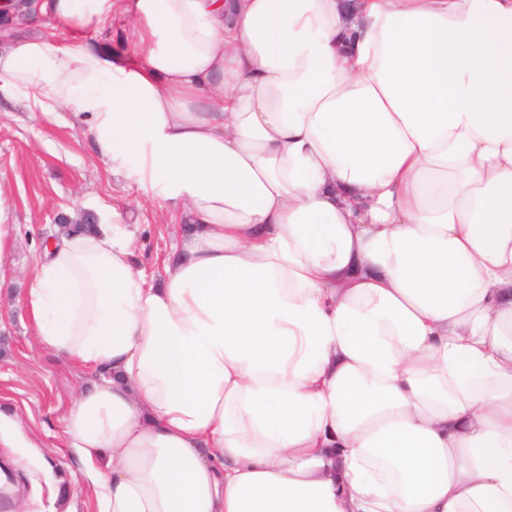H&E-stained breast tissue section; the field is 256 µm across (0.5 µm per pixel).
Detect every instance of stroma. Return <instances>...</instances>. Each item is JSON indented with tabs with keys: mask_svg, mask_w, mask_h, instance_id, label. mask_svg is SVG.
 I'll return each mask as SVG.
<instances>
[{
	"mask_svg": "<svg viewBox=\"0 0 512 512\" xmlns=\"http://www.w3.org/2000/svg\"><path fill=\"white\" fill-rule=\"evenodd\" d=\"M69 110L28 112L24 102L0 100V222L12 225L0 256V406L14 410L38 438L41 463L15 472L29 512H40L46 477L78 512H92L90 489L61 437V419L91 377L65 358L42 351L27 329L22 296L37 258L57 235L60 219L80 223L119 211L136 262L149 278L163 272L182 222L167 224L135 184L113 177L84 141Z\"/></svg>",
	"mask_w": 512,
	"mask_h": 512,
	"instance_id": "1",
	"label": "stroma"
}]
</instances>
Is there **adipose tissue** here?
Returning <instances> with one entry per match:
<instances>
[{
    "label": "adipose tissue",
    "mask_w": 512,
    "mask_h": 512,
    "mask_svg": "<svg viewBox=\"0 0 512 512\" xmlns=\"http://www.w3.org/2000/svg\"><path fill=\"white\" fill-rule=\"evenodd\" d=\"M44 10L70 41L0 49V96L190 225L152 283L123 225L60 230L25 290L94 377V512H512V0ZM118 16L130 52L83 41Z\"/></svg>",
    "instance_id": "ef3b65f1"
}]
</instances>
